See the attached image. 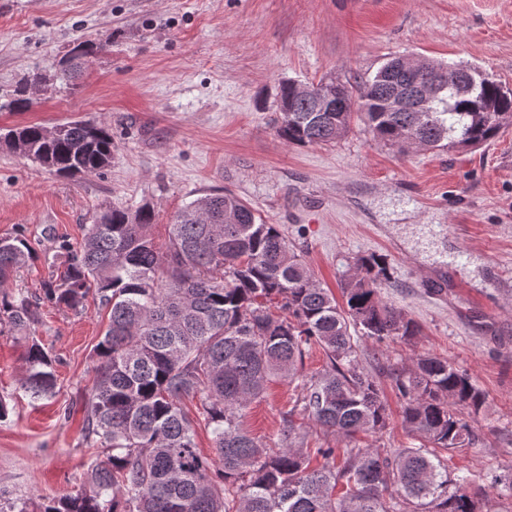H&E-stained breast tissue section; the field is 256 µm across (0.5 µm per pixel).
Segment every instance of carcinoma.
Masks as SVG:
<instances>
[{
	"mask_svg": "<svg viewBox=\"0 0 512 512\" xmlns=\"http://www.w3.org/2000/svg\"><path fill=\"white\" fill-rule=\"evenodd\" d=\"M384 63L359 95L341 86L343 112H312L294 81L280 88L277 132L299 146L332 143L359 117L373 136L401 150L470 148L512 125V89L489 76L469 95L455 92L474 74L468 64L426 61L404 84L437 79L427 112H388ZM25 79L5 104L32 107ZM29 157L61 175L92 174L109 164L112 134L104 123L74 121L48 137L44 127H20ZM154 214L109 208L88 226L83 241H60L53 260L63 276L43 284V300L73 311L90 287L110 309L95 348L92 385L84 400V430L107 459L91 466L89 487L45 498L36 512H480L465 479L450 475L443 453L479 441L466 415L486 398L471 376L434 354L392 373L402 399V423L418 441L391 450L356 444L360 434L387 429L389 414L377 379L358 362V340L376 343L418 335L417 324L388 304V262L376 254L354 260L341 281L344 306L313 279L295 246L228 191L200 197L175 215L162 252L149 229ZM35 249L21 235L0 238V284ZM38 302L0 292V324L25 333ZM323 351V372L305 380L310 350ZM55 358L36 339L25 351L20 386L35 397L53 393ZM300 381V395L284 414L283 439L268 448L242 426L246 408L267 383ZM195 403L197 418L182 403ZM306 415L347 441L342 465L336 449L305 448L294 417ZM211 429L214 456L195 443V420ZM323 459L310 467V456Z\"/></svg>",
	"mask_w": 512,
	"mask_h": 512,
	"instance_id": "cac0c4a2",
	"label": "carcinoma"
}]
</instances>
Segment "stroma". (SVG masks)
I'll return each mask as SVG.
<instances>
[{
	"label": "stroma",
	"instance_id": "stroma-1",
	"mask_svg": "<svg viewBox=\"0 0 512 512\" xmlns=\"http://www.w3.org/2000/svg\"><path fill=\"white\" fill-rule=\"evenodd\" d=\"M103 51L72 60L80 42ZM414 54L482 67L512 88V0H0V129L73 120L112 130V161L63 176L0 145V237L22 235L37 255L7 284L41 294L57 238L79 243L105 207L150 203L165 245L184 206L216 190L278 225L322 287L339 292L356 257L387 256V302L420 327L408 342L360 343L361 367L391 411L380 448L412 443L394 369L436 354L466 371L486 405L479 443L448 458L483 492V512H512V126L472 150H409L362 122L336 142L287 144L277 133L282 81L354 84ZM42 81L25 112L4 109L18 81ZM108 312L48 302L31 330L57 358L48 399L25 393V337L0 327V491L21 501L82 488L107 451L88 447L83 399ZM298 390L275 381L245 411V428L277 446Z\"/></svg>",
	"mask_w": 512,
	"mask_h": 512
}]
</instances>
